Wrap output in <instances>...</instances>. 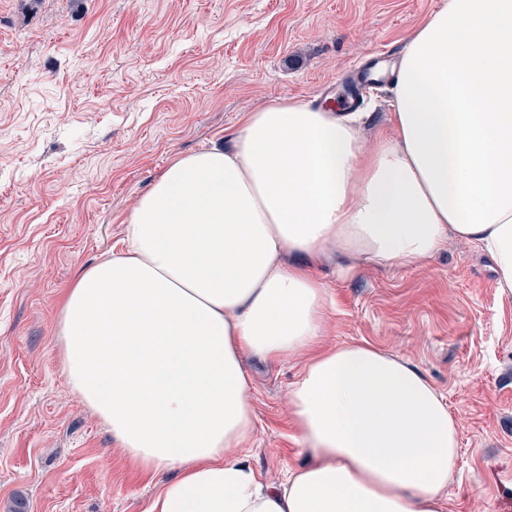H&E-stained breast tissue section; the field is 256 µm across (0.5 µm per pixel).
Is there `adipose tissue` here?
<instances>
[{
    "mask_svg": "<svg viewBox=\"0 0 512 512\" xmlns=\"http://www.w3.org/2000/svg\"><path fill=\"white\" fill-rule=\"evenodd\" d=\"M391 134L293 98L248 113L231 150L179 156L136 201L121 248L83 267L57 320L72 393L145 471L147 512H446L458 425L416 366L328 347L335 254L418 266L449 238L512 298V0H446L408 39ZM306 354L290 392L310 464L274 486L242 458L246 360Z\"/></svg>",
    "mask_w": 512,
    "mask_h": 512,
    "instance_id": "ef3b65f1",
    "label": "adipose tissue"
}]
</instances>
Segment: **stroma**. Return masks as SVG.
I'll list each match as a JSON object with an SVG mask.
<instances>
[{"mask_svg":"<svg viewBox=\"0 0 512 512\" xmlns=\"http://www.w3.org/2000/svg\"><path fill=\"white\" fill-rule=\"evenodd\" d=\"M445 0H0V512H146L172 471L132 465L72 393L62 292L122 237L178 156L229 145L279 96L321 105L373 52L400 53ZM329 346L401 356L458 423L447 512H512V299L449 240L418 267H316ZM302 357L252 358L246 461L279 483L310 461L289 392Z\"/></svg>","mask_w":512,"mask_h":512,"instance_id":"stroma-1","label":"stroma"}]
</instances>
